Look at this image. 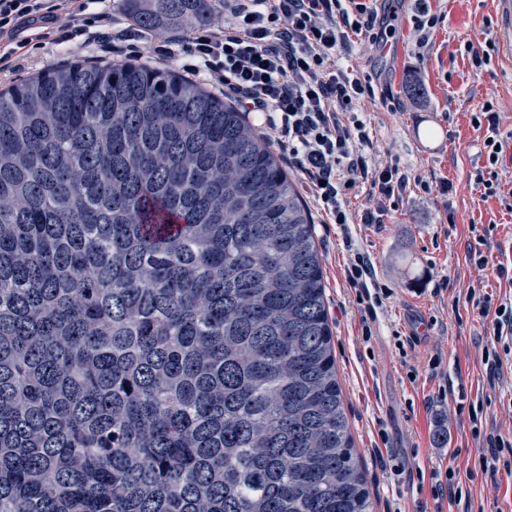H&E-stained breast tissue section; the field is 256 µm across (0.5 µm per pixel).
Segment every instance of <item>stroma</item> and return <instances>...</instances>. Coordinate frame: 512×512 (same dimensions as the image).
I'll return each instance as SVG.
<instances>
[{"mask_svg": "<svg viewBox=\"0 0 512 512\" xmlns=\"http://www.w3.org/2000/svg\"><path fill=\"white\" fill-rule=\"evenodd\" d=\"M428 6L438 18L428 42L416 30V0H397L391 32L376 44L353 40L337 51L340 64L374 89L360 104L370 121L369 164H399L423 183L388 202L378 228L344 230L313 216L336 372L373 512H436L431 476L449 467L462 487L451 512L468 505L512 512V474L483 469L468 412L469 404L482 403L490 423L512 432V353L500 376L489 377L484 322L465 303L474 286L495 302L512 300V280L493 270L500 263L512 268V212L470 179L487 162L474 116L492 107L501 134L512 133V56L497 48L486 64H471L472 51L485 50L497 27V0ZM412 76L425 89L424 103L407 92ZM444 181L449 191H441ZM476 229L490 243L491 266L483 271L466 251ZM355 252L370 258L389 291L377 310L346 281ZM409 337L414 345L401 347ZM434 359L437 376L428 370Z\"/></svg>", "mask_w": 512, "mask_h": 512, "instance_id": "35a3bbf8", "label": "stroma"}]
</instances>
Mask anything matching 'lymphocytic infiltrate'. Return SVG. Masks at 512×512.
I'll return each mask as SVG.
<instances>
[{
	"instance_id": "lymphocytic-infiltrate-1",
	"label": "lymphocytic infiltrate",
	"mask_w": 512,
	"mask_h": 512,
	"mask_svg": "<svg viewBox=\"0 0 512 512\" xmlns=\"http://www.w3.org/2000/svg\"><path fill=\"white\" fill-rule=\"evenodd\" d=\"M90 0H0V75L17 68V51L30 41L61 46L86 35L80 22ZM224 19L190 26L178 39L146 37L122 29L121 42L109 47L113 61L129 59L128 41L150 39L157 58L175 60L180 49L197 59L192 76L232 98L242 112L260 122L300 172L308 193L329 223H350L344 197L357 180L369 181L375 208L364 224H381L385 204L405 193L410 178L398 166L369 168L361 152L369 144L366 123L352 108L371 95L369 84L336 66L335 52L354 36L371 34L378 19L368 0H223ZM486 167L471 174L486 195L498 192L487 178L506 142L498 117L485 110ZM492 297L472 288L466 303L489 318L484 361L498 374L503 361L499 344L512 339V308L492 307Z\"/></svg>"
}]
</instances>
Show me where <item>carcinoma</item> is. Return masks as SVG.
Masks as SVG:
<instances>
[{"label":"carcinoma","instance_id":"carcinoma-1","mask_svg":"<svg viewBox=\"0 0 512 512\" xmlns=\"http://www.w3.org/2000/svg\"><path fill=\"white\" fill-rule=\"evenodd\" d=\"M151 33L216 0H123ZM314 223L174 72L0 92V512H371Z\"/></svg>","mask_w":512,"mask_h":512}]
</instances>
